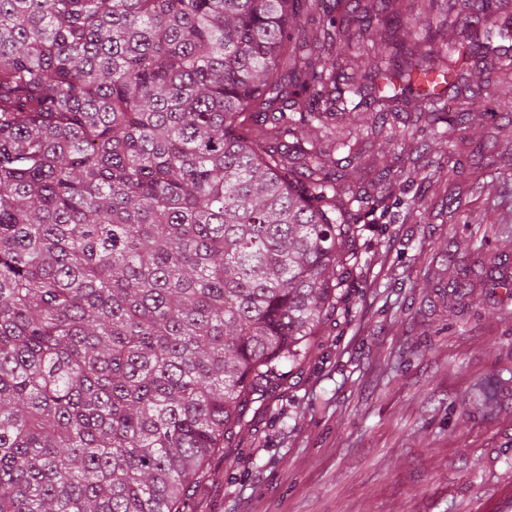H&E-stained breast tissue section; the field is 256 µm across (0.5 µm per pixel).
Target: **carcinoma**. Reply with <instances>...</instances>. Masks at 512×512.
<instances>
[{"instance_id": "1", "label": "carcinoma", "mask_w": 512, "mask_h": 512, "mask_svg": "<svg viewBox=\"0 0 512 512\" xmlns=\"http://www.w3.org/2000/svg\"><path fill=\"white\" fill-rule=\"evenodd\" d=\"M463 20L499 29L493 0H0V512H184L218 477L412 177L347 182L355 74L374 139L405 93L401 149L468 130L416 89L467 79Z\"/></svg>"}]
</instances>
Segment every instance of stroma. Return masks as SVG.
Masks as SVG:
<instances>
[{
	"mask_svg": "<svg viewBox=\"0 0 512 512\" xmlns=\"http://www.w3.org/2000/svg\"><path fill=\"white\" fill-rule=\"evenodd\" d=\"M460 23L458 38L480 42L470 69L512 45ZM403 117L369 146L354 171L406 165L397 145ZM463 150L432 144L425 159L449 174L442 187L404 183L386 213L356 241L348 315L319 328L307 354L211 460L221 479L201 481L187 512H512V112H495L467 132ZM506 155L489 186L472 173L480 146ZM461 208L442 223L432 207L445 193ZM489 215L486 253L473 254L472 216ZM469 283L461 305L444 299L454 278Z\"/></svg>",
	"mask_w": 512,
	"mask_h": 512,
	"instance_id": "35a3bbf8",
	"label": "stroma"
}]
</instances>
